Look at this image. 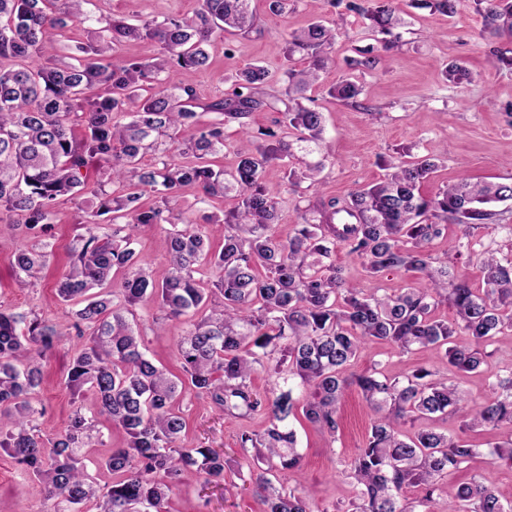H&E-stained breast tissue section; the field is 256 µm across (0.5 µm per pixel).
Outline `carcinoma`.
Here are the masks:
<instances>
[{
  "label": "carcinoma",
  "instance_id": "cac0c4a2",
  "mask_svg": "<svg viewBox=\"0 0 512 512\" xmlns=\"http://www.w3.org/2000/svg\"><path fill=\"white\" fill-rule=\"evenodd\" d=\"M48 0H0V210L23 216L38 238L47 234L57 200L88 187L90 161L98 179L90 192L100 199L95 216L112 214L75 248L69 269L56 283L62 302L76 301L71 312L77 344L67 374L75 395L87 388L93 408L79 406L58 435L48 441L36 433L39 410L33 395L43 380L39 359L62 340L48 319L0 309V449L44 486L52 512H81L92 502L96 512H165L171 487L191 477L205 482L224 479V454L215 448L183 446L186 421L176 411L184 394L206 397L234 418L260 414L258 432L239 434L242 448L254 450L250 478L261 493L266 512H310L298 490L286 491L272 478L295 475L303 456L290 417L303 404L305 418L331 436L339 430V407L350 387L360 389L374 418L367 442L348 464L357 488L353 512H433L438 481L480 455L460 436L434 428L404 430L417 420L443 415L462 419L461 429L512 425V363L496 373L492 395L470 397L437 372L417 368L389 377L377 367L352 370L361 348L383 341L402 352L434 348L459 372L486 364L484 347L504 330H512V258L478 253L484 287L448 265H434L431 242L442 235L443 222L459 226L463 236L480 225L505 229L512 236V209L497 204L512 200V183L487 184L462 179L433 197L421 185L438 168L437 159L393 157L384 163V179L331 198L316 207L318 217H302L288 240L276 234L278 192L263 182L271 164L285 169L287 181H317L322 163L293 166L294 144L322 138L323 116L299 102L307 88L331 63L338 26L317 20L288 39V56L300 55L308 66L285 71L288 103L278 124L293 131L295 141L271 129L254 136L242 119L269 106L258 90L271 74L260 64L243 69L227 97L198 103L194 87L174 80L180 71L210 66L206 46L216 35H242L255 26L250 0H202L192 18H167L131 25L88 15L89 0H70L68 11L52 16ZM449 17L456 0H412ZM333 8L369 21L382 49L399 46L395 29L402 24L398 0H326ZM484 26L494 33L512 32V0H474ZM95 21L111 37L79 44L77 65L42 59L46 40L68 24ZM119 38L158 43L164 52L147 60L102 63ZM156 90L143 95L146 83ZM357 82L346 78L328 95L355 103ZM222 119L201 125L198 110ZM237 122L242 137L236 169L215 168L211 157L224 151V124ZM81 133H76V128ZM174 127L185 133L163 148L158 137ZM161 153L160 166L139 167L142 155ZM128 188L107 197L105 186ZM194 187L206 197L237 192V206L224 214L214 232L223 246L205 249L204 233L192 223L173 225L169 234V268L160 281L139 260L132 231L171 223L169 203L180 190ZM156 194L141 205L145 190ZM348 248L375 277L385 271L412 273L417 285L397 294L366 293L352 287L332 259L336 247ZM46 241L15 252L13 267L23 280L36 278L48 265ZM208 259L218 273L204 287L198 267ZM264 273H259L258 269ZM123 271L118 290L93 294ZM154 298L167 316L193 321L178 343L182 373L156 366L125 313ZM456 311L448 323L433 317L440 300ZM465 336L464 342L456 337ZM282 383L265 393L251 382L258 369ZM122 429L125 443L107 449L103 459L112 482L103 486L85 474L81 449L91 439L96 415ZM488 455L512 464V439L490 445ZM424 495L413 501L410 487ZM450 512H512V499L497 490L491 473L479 475L457 491Z\"/></svg>",
  "mask_w": 512,
  "mask_h": 512
}]
</instances>
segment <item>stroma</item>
<instances>
[{
	"label": "stroma",
	"mask_w": 512,
	"mask_h": 512,
	"mask_svg": "<svg viewBox=\"0 0 512 512\" xmlns=\"http://www.w3.org/2000/svg\"><path fill=\"white\" fill-rule=\"evenodd\" d=\"M198 7L199 0H92L86 10L92 15L138 24L151 19L189 17ZM251 8L256 15V31L245 36L213 38L208 45L210 67L187 74L186 80L200 101L230 93L236 74L253 63L264 65L276 78L287 68L306 67L307 62L301 57H288L287 39L289 33L312 22L314 13L308 0H295L288 13L282 15L271 13L269 0H252ZM402 17L405 24L400 29L401 44L391 51L377 47L362 17L348 15L340 25L331 52L334 64L307 92L324 115L322 139L303 144L296 152L305 161L322 162L318 182L306 180L288 185L283 168L277 165L267 167L265 172L266 184L279 192L281 218L276 232L280 239L292 234L300 221L301 208L376 183L385 174L383 161L405 149L415 156H445L421 187L427 196L436 195L461 178L512 182V115L507 112L512 106V70L498 68L488 55L493 46L512 49V35L485 30L473 0H457L456 12L450 17L408 5L404 6ZM369 54L376 59L370 69L361 65ZM452 61L470 70L471 83H446L442 69ZM348 77L362 88L356 107L338 102L327 93L332 84ZM237 202L232 192L203 200L195 189L187 188L178 193L176 210L191 220L204 215L220 219ZM97 205V199L88 194L60 199L50 217L52 257L31 286L19 283L10 265L13 252L29 244V235L25 228H13V215L0 214V221L7 225L0 234V306L51 319L64 335L41 360L44 382L34 399L35 406L43 410L36 424L46 439L64 427L74 408V397L66 384L74 353L71 316L59 300L56 281L67 270L68 255L77 237L86 234V222ZM169 230V225L160 224L135 234L140 260L159 279L168 269ZM486 249L512 252V237L481 227L465 239L451 224L430 246L435 257L457 260L475 288L482 287L483 274L477 262L466 261L465 256ZM335 260L343 267L348 282L360 289L381 288L393 294L408 287L413 279L412 274L398 272L370 277L361 260L343 248L337 249ZM129 320L140 330L155 363L180 373L177 342L188 327L187 318L164 320L157 305L147 300L133 307ZM488 351L487 363L479 370L449 375L450 380L477 399L491 395L496 372L512 362V332L496 336ZM373 364L384 374L397 376L418 366L438 367L442 361L433 349L401 354L393 346L375 341L361 350L353 369L359 372ZM177 405L187 421V441L223 451L224 479L211 484H178L166 498L167 512H265L263 499L249 480L253 452L238 443L240 429L263 430L264 417L230 418L209 399L189 393L181 396ZM341 414L342 425L334 440L312 426L303 414H296L291 420L303 461L299 478L283 479L282 485L288 491L303 490L313 512H350L356 497L355 486L345 474V464L365 443L371 410L352 390L342 403ZM123 439L122 429L106 418L98 419L95 438L83 459L87 473L98 484L111 479L103 465L106 448ZM485 471L492 472L504 494L512 495V464L494 463L484 455L440 481L434 494L435 512H448L456 502L458 487L469 482L472 475ZM0 505L8 512H49L51 507L40 482L1 451Z\"/></svg>",
	"instance_id": "obj_1"
}]
</instances>
